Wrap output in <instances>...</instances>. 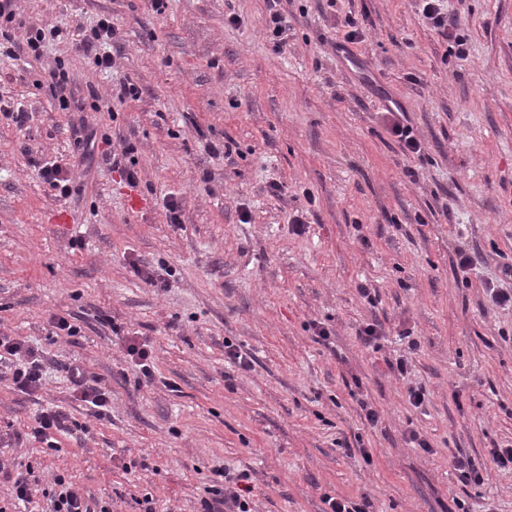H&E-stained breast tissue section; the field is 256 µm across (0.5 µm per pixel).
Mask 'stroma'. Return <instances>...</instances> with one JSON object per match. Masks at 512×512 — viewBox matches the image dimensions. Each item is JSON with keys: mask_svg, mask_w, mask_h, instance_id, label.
<instances>
[{"mask_svg": "<svg viewBox=\"0 0 512 512\" xmlns=\"http://www.w3.org/2000/svg\"><path fill=\"white\" fill-rule=\"evenodd\" d=\"M17 5L0 92L33 119L0 120V332L42 351L47 376L24 394L0 364V507L26 467L36 489L62 474L112 512H143L146 497L154 512H198L227 466L250 474L255 512H323L327 495L366 512H512V471L490 465L492 448H512V308L483 289L512 265V0H444L460 45L414 0H281L282 47L263 26L267 0H167L161 14L152 0ZM104 15L122 35L112 72L65 42L28 58L30 27L76 33ZM349 16L365 36L343 54ZM58 57L100 111H59L39 87ZM125 80L138 97L113 100ZM391 101L421 156L388 133ZM81 117L113 150L134 145L137 188L97 154L74 170L73 198L44 183L40 162L76 154ZM62 210L70 223H56ZM459 247L481 259L466 276ZM57 316L79 334L57 332ZM372 321L375 348L357 336ZM125 336L149 345L153 382L126 359ZM228 341L250 371L225 362ZM402 355L403 377L388 366ZM74 362L111 391L104 417L61 373ZM411 386L423 408L408 404ZM46 408L77 424L52 450L23 438ZM412 430L433 453L406 443ZM454 452L487 467L483 484L461 477Z\"/></svg>", "mask_w": 512, "mask_h": 512, "instance_id": "obj_1", "label": "stroma"}]
</instances>
